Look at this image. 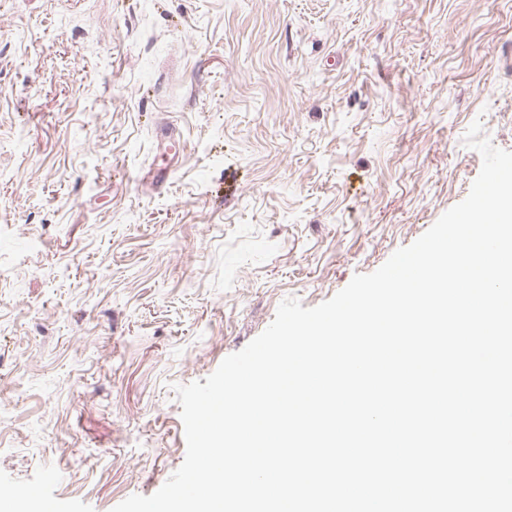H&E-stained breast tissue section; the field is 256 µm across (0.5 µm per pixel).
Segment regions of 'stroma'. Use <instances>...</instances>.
<instances>
[{
    "instance_id": "1",
    "label": "stroma",
    "mask_w": 512,
    "mask_h": 512,
    "mask_svg": "<svg viewBox=\"0 0 512 512\" xmlns=\"http://www.w3.org/2000/svg\"><path fill=\"white\" fill-rule=\"evenodd\" d=\"M477 119L512 0H0V492L155 493L175 386L465 199Z\"/></svg>"
}]
</instances>
